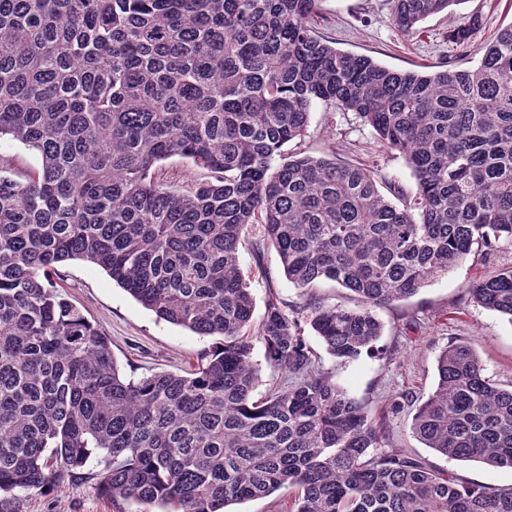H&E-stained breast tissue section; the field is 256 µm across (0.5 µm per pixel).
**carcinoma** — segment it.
<instances>
[{"mask_svg":"<svg viewBox=\"0 0 512 512\" xmlns=\"http://www.w3.org/2000/svg\"><path fill=\"white\" fill-rule=\"evenodd\" d=\"M467 0H393L414 35ZM319 0H0V138L38 173L0 162V507L78 480L119 506L227 507L297 489L295 512H512V487L470 486L393 448L364 404L315 370L282 302L257 336L288 374L257 398L254 299L239 261L278 251L309 324L340 364L373 350L376 310L493 245L512 246V24L476 66L397 71L332 46ZM482 15L448 32L461 53ZM355 113L399 152L409 195L378 171L292 157L313 107ZM211 173L186 193L171 158ZM103 270L145 308L223 343L186 374L120 372L108 336L52 276ZM321 281L355 304L310 294ZM512 322V266L468 287ZM412 431L456 461L512 469V385L492 383L469 342L436 359ZM104 465L98 473L90 469ZM0 157L11 161L20 177L33 174L40 167V159L33 151L6 137L0 140Z\"/></svg>","mask_w":512,"mask_h":512,"instance_id":"carcinoma-1","label":"carcinoma"}]
</instances>
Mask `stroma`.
Wrapping results in <instances>:
<instances>
[{"label": "stroma", "instance_id": "obj_1", "mask_svg": "<svg viewBox=\"0 0 512 512\" xmlns=\"http://www.w3.org/2000/svg\"><path fill=\"white\" fill-rule=\"evenodd\" d=\"M321 30L339 50L365 55L403 71L432 72L451 64L465 69L477 55L459 56L448 41L449 30L470 13H481L482 27L475 44L492 40L499 27L512 23V0H466L446 13L428 19L421 34L408 36L392 21V0H320ZM286 154L325 156L374 166L406 190L414 179L404 158L381 147L374 131L357 115L337 107L317 106L304 138L293 141ZM263 234L251 225L240 249V263L254 302V322H261L269 294H276L315 353L316 366L331 372L337 384L363 402L383 422L389 448H399L429 466L456 474L469 484L512 487V470L493 469L476 462L448 459L426 448L413 434L412 416L422 397L436 385L435 361L448 344L465 339L479 354L485 375L503 386L512 384V321L474 304L468 286L498 268L512 265V248L489 258H468L448 273L434 277L416 296L378 309L384 334L375 351L338 364L320 344L309 325L301 290L286 278L278 253L267 247L255 262L251 243ZM58 293L76 305L109 336L112 353L122 372L138 378L148 372L190 371L216 343L210 336L165 322L137 302L104 271L73 260L59 266L53 279ZM17 512H116L94 482L67 485L49 495L22 494Z\"/></svg>", "mask_w": 512, "mask_h": 512}]
</instances>
